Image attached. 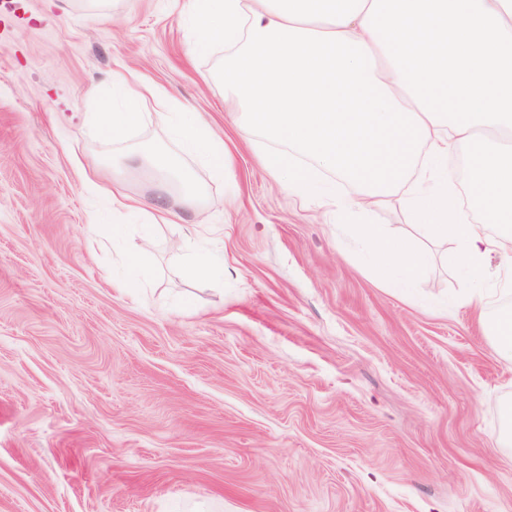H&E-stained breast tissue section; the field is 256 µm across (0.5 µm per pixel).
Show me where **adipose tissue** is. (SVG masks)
<instances>
[{"label": "adipose tissue", "mask_w": 512, "mask_h": 512, "mask_svg": "<svg viewBox=\"0 0 512 512\" xmlns=\"http://www.w3.org/2000/svg\"><path fill=\"white\" fill-rule=\"evenodd\" d=\"M114 85L121 87L124 98L119 106L108 107L103 114L102 126L112 136L120 137L138 126L144 118L142 106L154 101L160 108V120L168 122L172 132L183 144L186 151L196 154L216 172L224 170V149L212 133L209 125L197 112H174L166 93L156 85L142 79L138 74L127 71L114 74ZM199 210L200 200L192 186H184L179 203H169L167 196L157 194L154 199H134L124 195L120 189L112 191V213L117 221L113 224L97 223L98 232L118 239L123 237L124 219L132 218L140 223L142 239H149L154 224L172 222L179 209Z\"/></svg>", "instance_id": "obj_1"}]
</instances>
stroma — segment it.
Returning <instances> with one entry per match:
<instances>
[{
	"mask_svg": "<svg viewBox=\"0 0 512 512\" xmlns=\"http://www.w3.org/2000/svg\"><path fill=\"white\" fill-rule=\"evenodd\" d=\"M185 2L0 9V512H512V367L445 245L393 193L370 220L433 259L417 287H379L344 226L261 163L216 76L223 49L191 51ZM126 69L206 118L223 174L155 114L102 132ZM144 143L206 206L155 226L130 293L83 179L153 196L145 171L112 169ZM191 243L223 273L191 276Z\"/></svg>",
	"mask_w": 512,
	"mask_h": 512,
	"instance_id": "stroma-1",
	"label": "stroma"
}]
</instances>
